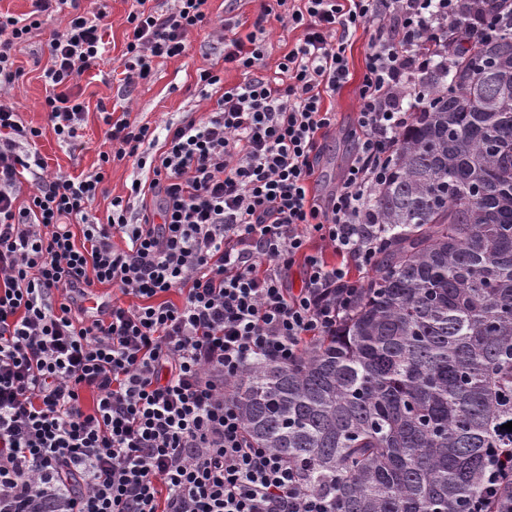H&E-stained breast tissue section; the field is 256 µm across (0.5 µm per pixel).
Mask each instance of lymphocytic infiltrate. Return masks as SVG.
<instances>
[{
    "mask_svg": "<svg viewBox=\"0 0 512 512\" xmlns=\"http://www.w3.org/2000/svg\"><path fill=\"white\" fill-rule=\"evenodd\" d=\"M158 11L136 0L127 16L119 96L182 56L206 0ZM464 0H276L247 37L221 24L224 61L243 74L205 115L163 128L101 109L102 165L48 173L41 128L0 99V512H331L305 489L285 454L252 445L224 386L258 359L299 360L351 315L350 269H370L385 227L370 203L419 108L418 85L447 54L431 55ZM67 11L48 43L44 101L59 143L76 149L83 75L105 50V9L33 0L26 18L0 14V87L19 74L35 26ZM300 31L264 74L268 19ZM370 30L358 88L356 149L337 190L311 184L321 142L336 126L325 108L349 80L346 50ZM131 162L136 183L91 212L106 164ZM35 190L20 203L23 176ZM331 246L337 263L311 250ZM303 268L300 287L288 273ZM111 286L96 316L87 287ZM182 299L166 300L171 291ZM92 393V409L82 405ZM468 512H506L512 448Z\"/></svg>",
    "mask_w": 512,
    "mask_h": 512,
    "instance_id": "lymphocytic-infiltrate-1",
    "label": "lymphocytic infiltrate"
}]
</instances>
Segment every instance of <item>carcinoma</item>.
<instances>
[{
    "label": "carcinoma",
    "instance_id": "1",
    "mask_svg": "<svg viewBox=\"0 0 512 512\" xmlns=\"http://www.w3.org/2000/svg\"><path fill=\"white\" fill-rule=\"evenodd\" d=\"M454 29L372 201L387 241L350 320L231 383L251 442L334 512H467L512 448V0Z\"/></svg>",
    "mask_w": 512,
    "mask_h": 512
}]
</instances>
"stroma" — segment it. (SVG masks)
<instances>
[{"mask_svg": "<svg viewBox=\"0 0 512 512\" xmlns=\"http://www.w3.org/2000/svg\"><path fill=\"white\" fill-rule=\"evenodd\" d=\"M133 0H107L109 17L106 40L107 52L100 65L85 74L80 82V91L87 111L80 129L81 146L69 150L61 146L54 134L47 129V114L42 108L46 96L43 67L47 61L52 32L58 28L61 18L45 19L40 29L34 30L19 53L17 64L21 74L4 93L14 102L23 120L34 127L43 128L44 134L37 148L45 158L49 171H64L74 175L98 168L100 153L104 149V126L100 120L98 106L128 111L131 118L162 124L178 120L186 113L202 114L210 106L197 83V70L212 69L224 79L225 85L242 80V73L224 62V47L218 43L210 26L194 30L187 42L185 55L173 59H160L155 63V75L151 80L136 85L130 99L117 97V86L112 81V71L125 49L127 15ZM370 33L361 29L351 38L347 49L352 79L336 96L329 98L336 114L334 130L323 141L317 171L311 185L313 194L324 196L333 191L354 151L355 140L350 132L355 128L358 110L357 88L365 72V56Z\"/></svg>", "mask_w": 512, "mask_h": 512, "instance_id": "stroma-1", "label": "stroma"}]
</instances>
